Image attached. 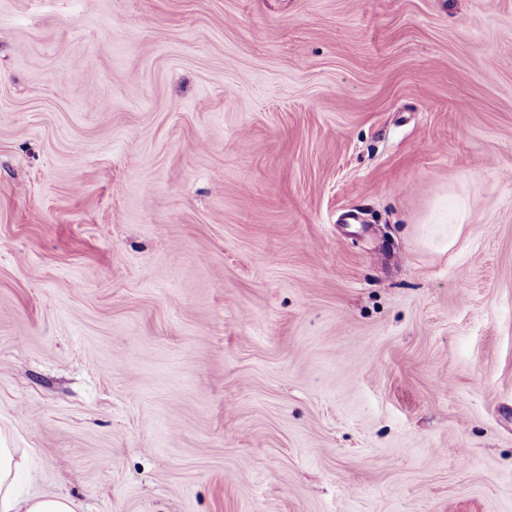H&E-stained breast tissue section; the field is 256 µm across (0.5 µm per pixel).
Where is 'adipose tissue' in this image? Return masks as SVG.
Returning a JSON list of instances; mask_svg holds the SVG:
<instances>
[{
    "label": "adipose tissue",
    "mask_w": 512,
    "mask_h": 512,
    "mask_svg": "<svg viewBox=\"0 0 512 512\" xmlns=\"http://www.w3.org/2000/svg\"><path fill=\"white\" fill-rule=\"evenodd\" d=\"M467 220L464 199L452 192L439 191L424 223L417 227L419 241L433 252L446 253L459 241ZM17 466L12 449L0 448V512H75L73 501L62 495L18 500L14 493Z\"/></svg>",
    "instance_id": "1"
}]
</instances>
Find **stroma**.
<instances>
[{
  "instance_id": "35a3bbf8",
  "label": "stroma",
  "mask_w": 512,
  "mask_h": 512,
  "mask_svg": "<svg viewBox=\"0 0 512 512\" xmlns=\"http://www.w3.org/2000/svg\"><path fill=\"white\" fill-rule=\"evenodd\" d=\"M1 447L75 512H512V0H0ZM468 220L465 200L453 192H437L423 224H418L420 243L427 249L444 254L456 245Z\"/></svg>"
}]
</instances>
